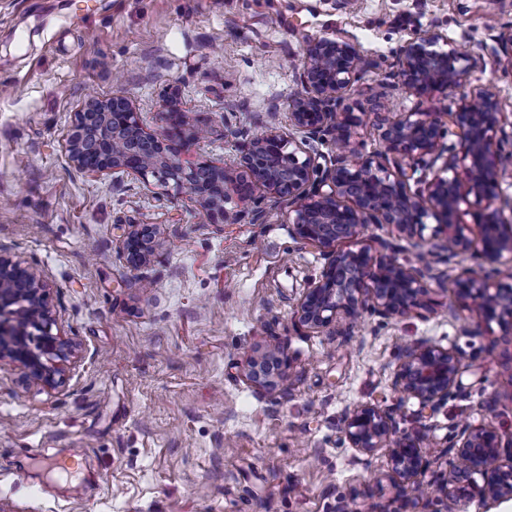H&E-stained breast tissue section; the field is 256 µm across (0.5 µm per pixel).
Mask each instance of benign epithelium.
<instances>
[{
  "mask_svg": "<svg viewBox=\"0 0 512 512\" xmlns=\"http://www.w3.org/2000/svg\"><path fill=\"white\" fill-rule=\"evenodd\" d=\"M441 42L448 40L433 35L406 42L397 56V77L427 101L468 89L450 113L454 130L446 128L442 112L392 116L381 111L377 130L384 152L375 157L350 156L352 131L363 120L349 103V91L376 62L346 39L319 37L306 44L302 90L290 98L291 130H269L253 138L234 175L208 161L209 178L197 180L199 164H185L181 154L204 141L207 131L184 132L182 113L168 109L167 130L148 132L124 94L92 100L74 114L67 141L70 161L83 173L122 172L145 184L152 177L185 192L212 222L224 219L230 185L246 198L262 193L287 202L294 237L318 247L325 260L296 305L295 322L302 327L350 326L367 311L382 319L408 315L425 305L430 283L442 284L457 259L471 256L474 269L452 280L455 299L476 317L461 327L462 333H479L493 322L512 332V286L492 281L501 259L512 254V223L497 206L504 172L495 133L507 137L506 116L496 89L470 82L487 54L500 67L512 65V26L501 29L490 50L483 45L442 50ZM329 132L335 154L322 165L306 146ZM449 133L457 142H445ZM408 162L432 171V178L414 191ZM467 216L472 222L465 221ZM429 217L436 227L426 239ZM369 224L385 226L393 238L417 248V262H399L392 256L398 247L386 239L373 248L361 236ZM157 234L155 227L130 225L122 240L127 259L146 261ZM441 262L448 270L437 268ZM55 326L38 273L0 246V366L19 369L28 383L51 389L65 385L63 364L75 345L53 332ZM245 377L258 389L286 388L290 374L283 349L273 347L250 358ZM391 385L416 399L420 413L432 414L460 391V358L428 340L416 341L405 349ZM425 431L415 438L396 435L393 410L372 403L356 404L344 415L351 447L364 455L387 449L393 473L414 499L434 493L455 502L475 493L492 501L512 499V439L503 440L491 424L456 427L445 439V453L453 458L447 477L425 488L415 483L428 464L425 444H433L430 428Z\"/></svg>",
  "mask_w": 512,
  "mask_h": 512,
  "instance_id": "benign-epithelium-1",
  "label": "benign epithelium"
}]
</instances>
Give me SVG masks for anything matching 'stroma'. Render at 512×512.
<instances>
[{
	"label": "stroma",
	"instance_id": "35a3bbf8",
	"mask_svg": "<svg viewBox=\"0 0 512 512\" xmlns=\"http://www.w3.org/2000/svg\"><path fill=\"white\" fill-rule=\"evenodd\" d=\"M485 0H0V244L41 276L57 329L77 347L65 387L26 383L0 367V503L12 512H512V499L415 501L392 477L386 450L363 455L344 438L357 403L394 407L397 430L434 428L421 483L451 467L441 441L464 423L512 435V334L465 336L452 291L346 335L298 326L299 295L318 278L316 246L294 239L288 206L224 199L205 219L187 195L124 173L70 162L67 136L92 98L129 96L144 126L182 112L210 136L187 154L235 170L250 139L288 131L304 45L342 37L377 61L354 84L363 123L354 153L384 145L376 97L392 112L429 111L395 75L410 39L441 35L463 49L493 45ZM261 221H253L254 212ZM132 224L157 225L149 261L121 250ZM420 339L458 353L464 389L429 420L390 385ZM280 346L284 393L244 377L250 357ZM65 460L51 470L44 458Z\"/></svg>",
	"mask_w": 512,
	"mask_h": 512
}]
</instances>
